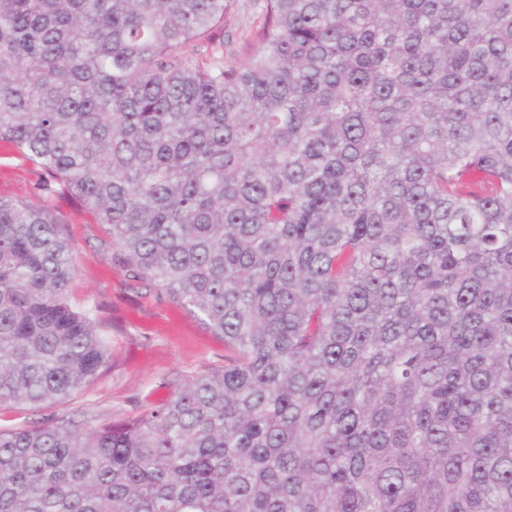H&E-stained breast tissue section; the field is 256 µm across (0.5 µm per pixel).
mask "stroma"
Masks as SVG:
<instances>
[{"instance_id": "obj_1", "label": "stroma", "mask_w": 512, "mask_h": 512, "mask_svg": "<svg viewBox=\"0 0 512 512\" xmlns=\"http://www.w3.org/2000/svg\"><path fill=\"white\" fill-rule=\"evenodd\" d=\"M262 5L263 0H235L224 25L226 64L246 61V46L261 23ZM0 198L47 206L66 225L78 257L71 301L79 308H95L109 339L105 372L60 405V412L131 416L190 376L222 365L223 342L167 297L138 290L113 266L103 247L106 235L89 212L43 168L5 143L0 144Z\"/></svg>"}]
</instances>
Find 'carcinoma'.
<instances>
[{"label": "carcinoma", "mask_w": 512, "mask_h": 512, "mask_svg": "<svg viewBox=\"0 0 512 512\" xmlns=\"http://www.w3.org/2000/svg\"><path fill=\"white\" fill-rule=\"evenodd\" d=\"M0 0V142L224 342L136 415L0 430V512H512V0ZM0 199V406L109 348ZM262 0H235L224 23V62L241 65L247 60L246 46L262 19Z\"/></svg>", "instance_id": "obj_1"}]
</instances>
